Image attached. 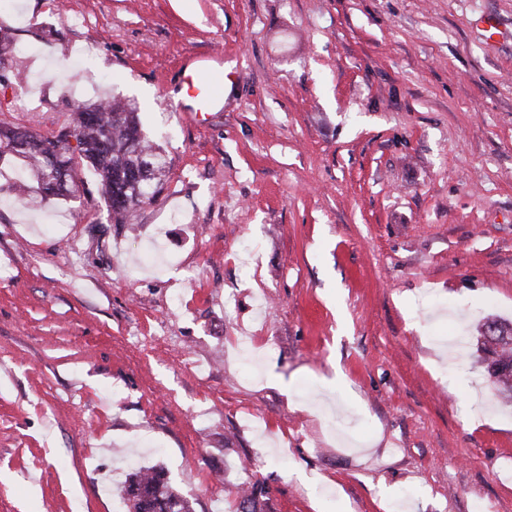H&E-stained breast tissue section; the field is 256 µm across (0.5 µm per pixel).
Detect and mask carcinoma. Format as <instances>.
<instances>
[{
  "label": "carcinoma",
  "instance_id": "obj_1",
  "mask_svg": "<svg viewBox=\"0 0 512 512\" xmlns=\"http://www.w3.org/2000/svg\"><path fill=\"white\" fill-rule=\"evenodd\" d=\"M77 141L57 140L53 158L47 157V138L29 130L0 126V159L19 157L24 176L0 185V192L22 201L37 192L42 200L73 198L78 184L73 176L80 163L97 176L112 223L124 224L137 208L159 193L158 175L166 161L140 127L136 108L121 98L93 104L75 102L65 125ZM66 181L58 180L59 174ZM480 350L488 355L487 372L503 400L512 402V322L488 319L478 329ZM127 512H193L190 499L176 488L162 469H137L129 474L122 489ZM262 483L239 501L236 512H260Z\"/></svg>",
  "mask_w": 512,
  "mask_h": 512
}]
</instances>
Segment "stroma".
<instances>
[{"instance_id":"35a3bbf8","label":"stroma","mask_w":512,"mask_h":512,"mask_svg":"<svg viewBox=\"0 0 512 512\" xmlns=\"http://www.w3.org/2000/svg\"><path fill=\"white\" fill-rule=\"evenodd\" d=\"M0 18L27 51L0 125L49 135L119 96L168 161L126 224L83 165L80 198L0 196V512H123L121 456L193 512H236L252 457L266 512H512V407L476 345L512 320V0ZM199 56L224 103L205 125L170 110Z\"/></svg>"}]
</instances>
